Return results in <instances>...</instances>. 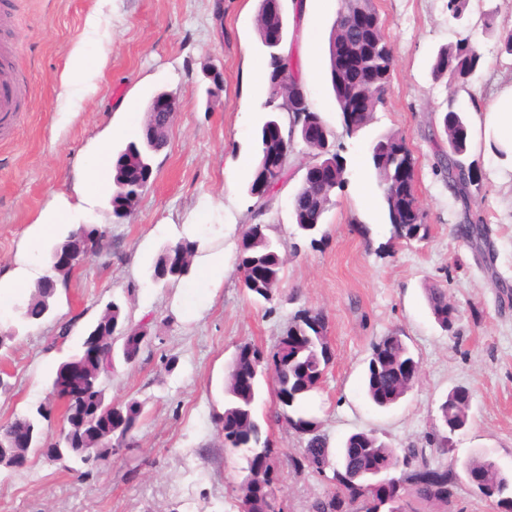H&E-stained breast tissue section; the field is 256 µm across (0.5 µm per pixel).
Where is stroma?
I'll return each instance as SVG.
<instances>
[{"label": "stroma", "mask_w": 512, "mask_h": 512, "mask_svg": "<svg viewBox=\"0 0 512 512\" xmlns=\"http://www.w3.org/2000/svg\"><path fill=\"white\" fill-rule=\"evenodd\" d=\"M258 0H10L0 43L9 44L27 86L20 119L0 136V276L12 273L19 250L28 252L29 278L11 302H25L47 273L46 252L82 225L107 226L113 254H88L53 313L40 323L10 325L19 338L0 350V369L12 387L0 393V422L51 403L59 363L76 349L83 328L107 302L120 303L130 327L146 326L149 348L131 366L115 362L106 398L136 399L143 419L133 449L66 470L32 458L18 472L0 471V512H238L232 492L243 459L224 451V381L239 345L271 352L302 310L325 318L334 354L306 413L320 422L330 447L351 433L374 430L391 447L427 449L433 467L477 453L512 472V171L489 143L471 145L465 158L478 176L469 201L457 199L437 168L446 146L431 131L448 107L472 111L461 88L434 82L440 48L465 39L482 56L469 79L492 99L512 83V55L499 36L512 30V0H470L454 18L448 0H374L394 53L387 102L356 135L343 131L328 69V37L340 0H309L307 17L284 0L286 43L313 52L301 71L322 77L307 85L309 101L340 143L347 182L336 191L315 238L296 234L291 198L311 156L295 143L289 179L265 217L285 259L271 300L247 294L237 271L238 241L254 200L247 193L257 163L255 133L267 115L266 81L248 77L265 56L255 31ZM104 58L81 92H67L68 63L77 48ZM224 75L213 89L209 70ZM173 95L177 108L164 149L153 156V177L136 209L118 219L110 192L86 200L75 193L81 164L102 137L113 151L141 141L151 99ZM133 100L134 111L123 108ZM406 134L415 164V194L429 228L425 240H393L381 190L368 165L378 136ZM482 215L491 231L492 258L463 241L456 228L465 211ZM51 212L64 222L35 237ZM195 227L198 255L224 253V281L205 287L197 275L168 284L151 275L162 249ZM448 291L460 316L454 333L440 329L424 289ZM67 342L51 347L64 324ZM398 333L420 364L413 389L387 409L371 405L362 378L375 341ZM455 387L472 394L469 424L452 438L450 453L429 449L440 424L439 404ZM276 401L262 389L255 414L280 463L281 512H310L332 490L328 476L294 472L288 457L305 447L291 428L267 422Z\"/></svg>", "instance_id": "stroma-1"}]
</instances>
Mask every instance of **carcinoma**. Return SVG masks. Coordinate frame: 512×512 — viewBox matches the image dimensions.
<instances>
[{
    "label": "carcinoma",
    "instance_id": "obj_1",
    "mask_svg": "<svg viewBox=\"0 0 512 512\" xmlns=\"http://www.w3.org/2000/svg\"><path fill=\"white\" fill-rule=\"evenodd\" d=\"M354 4L342 0V7L332 26L329 41V71L332 89L341 115L347 114L348 100L339 93L338 82H343L357 93L368 95V110L357 119L358 129H363L371 121L373 113L386 102L394 55L391 45L384 36L383 25L374 29L361 30L357 27L355 16L351 13ZM281 23L279 13L267 9V0H259L256 15V30L259 38H264L266 31ZM355 45L360 53L358 63L346 69L340 66V48L345 44ZM481 55L466 40L447 47L438 52L431 68L432 79L436 82L446 81L449 84H464L480 63ZM269 99L265 107L273 110L286 104V97L291 88L302 86L299 80V67L292 66L290 58L281 54L267 57ZM324 124L321 115L308 109L301 116L298 113L288 114L280 125L284 138L277 140L269 135V121H264L257 133L258 163L248 183V193L255 199L250 208V224L243 235L255 239L251 249L239 251L237 269L247 270L260 267L272 276V282L261 281L249 292L264 300L270 299L281 280L283 259L279 255L272 240L267 234L268 225L265 216L271 208L277 187L288 179V163L279 166L278 172L267 175L269 165L275 163L282 153H291L296 140H301L312 152L321 155L324 161L336 167V181L326 186H309L300 183L292 199L293 224L297 228L305 225L308 216L314 211L324 214L331 203L336 190L345 186L346 162L333 148L324 150L322 142H312L303 134L307 122ZM166 118L161 114L151 115L143 130L142 142L137 149L130 152L126 149L117 154L113 165L114 187L125 186L123 204L127 212L138 206L142 196L150 186L153 176L151 155L157 152L156 141L166 136ZM442 130L446 136L448 149L438 154V165L448 179V188L455 197L466 201L470 197V187L476 182L473 169L464 164L462 157L470 146L469 129L463 112L448 106L442 117ZM370 159L375 171L379 187L382 190V203L391 225V238L410 242L426 237L427 225L423 224L415 193H409L406 202L408 216L397 217L400 199L395 193L396 184L402 172L415 177L413 158L407 144V136L398 131L387 132L374 140L370 147ZM456 233L469 243L484 241V221L478 214L465 212L464 223L458 225ZM97 231L92 225L81 226L72 230L65 237V242L82 251L95 246ZM425 297L430 312L437 325L445 332H453L459 317L457 307L448 300V291L436 285L425 288ZM126 325V316L122 307L110 302L105 305L97 320L90 329L106 331L110 324ZM304 330L308 337L305 341H293L292 327ZM146 330L140 335L130 338L127 348L121 353L123 361L132 365L136 363L144 349ZM102 357L100 360L99 379L95 394L87 398L89 406L98 408L100 413L111 412L112 402L105 396L103 381L110 378L114 362V351L105 342L101 343ZM273 365L263 363L261 369H272L270 374L277 409L272 420L284 421L289 426L294 422L306 419L314 427L309 435L307 447L320 449V454L327 457L333 464V479L336 480L334 490L325 499L312 505V512H351V496L358 493L360 487L366 485L365 470L374 462L387 469L388 482L375 492H370L377 504L365 507V512H387L389 505L386 499L410 489L412 500L417 503L446 505L454 494L458 474L453 469L439 470L430 467L425 449L409 448L404 455L382 440L373 431H360L351 434L344 446L336 451L328 447L325 437L320 433V424L315 417L308 415L304 403L309 394L321 382L327 366L326 339L310 323L307 315L292 322L280 336L272 354ZM414 361L413 355L404 340L395 333L382 337L373 344L364 376V391L368 400L377 407L387 408L403 398L410 385L404 379L405 366ZM260 384L248 393L240 390L235 367H230L224 386V451L229 454H242L247 459L257 447V440L262 437L260 425L255 418V404ZM471 399L470 391L464 387H456L448 391L447 396L439 405L442 428L432 433L435 450L441 454L450 452L448 449V431L451 428L465 427L468 424V410ZM129 412L125 426L112 435V445L101 447L98 460L104 461L114 455L113 447L128 448L133 432L138 427L143 415L139 402L129 401L123 405ZM45 408L40 406L36 413L17 415L0 424V444L6 442L14 433L31 427H41ZM57 445L63 454L54 456V460L62 463H78L82 457L78 450L71 446L69 434L59 432ZM461 466L470 470L486 471L489 474L486 495L496 500L501 512H512V474L507 475L494 468L490 457L477 453L462 461ZM236 498L240 504L248 507L249 512H266L264 494L242 483L234 486Z\"/></svg>",
    "mask_w": 512,
    "mask_h": 512
}]
</instances>
